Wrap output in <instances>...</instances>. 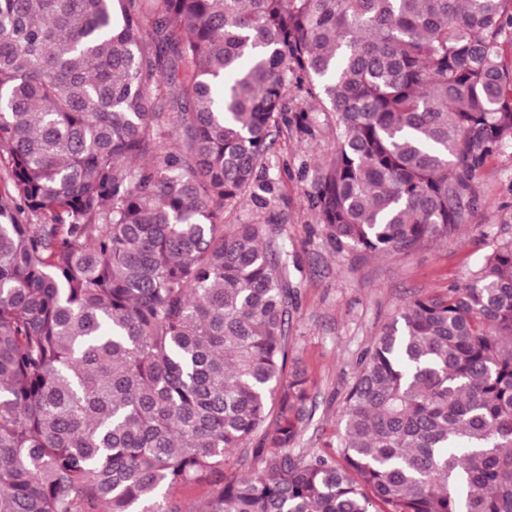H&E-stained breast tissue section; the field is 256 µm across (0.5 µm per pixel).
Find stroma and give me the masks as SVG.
I'll return each instance as SVG.
<instances>
[{"instance_id": "1", "label": "stroma", "mask_w": 512, "mask_h": 512, "mask_svg": "<svg viewBox=\"0 0 512 512\" xmlns=\"http://www.w3.org/2000/svg\"><path fill=\"white\" fill-rule=\"evenodd\" d=\"M310 128H282L262 177L273 191L268 207L244 200L226 209L228 224H275L287 246L295 289L289 336L291 354L310 385L313 419L299 450L326 451L335 443L360 355L408 300L465 284L495 244L512 237V146L480 174L487 205L469 224L411 253L375 255L337 250L310 201L314 178L336 138L332 116L310 112Z\"/></svg>"}]
</instances>
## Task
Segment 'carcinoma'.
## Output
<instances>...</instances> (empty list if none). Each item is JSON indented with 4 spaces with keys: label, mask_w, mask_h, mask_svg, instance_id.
<instances>
[{
    "label": "carcinoma",
    "mask_w": 512,
    "mask_h": 512,
    "mask_svg": "<svg viewBox=\"0 0 512 512\" xmlns=\"http://www.w3.org/2000/svg\"><path fill=\"white\" fill-rule=\"evenodd\" d=\"M293 91L335 119L336 248L413 252L512 145V0H0V512H188L204 478L194 512H512V239L381 327L339 459L295 453L281 230L224 223L271 204ZM211 489L212 487L206 481H198L179 489L175 492V495L180 498L186 506L194 507L208 498Z\"/></svg>",
    "instance_id": "1"
}]
</instances>
